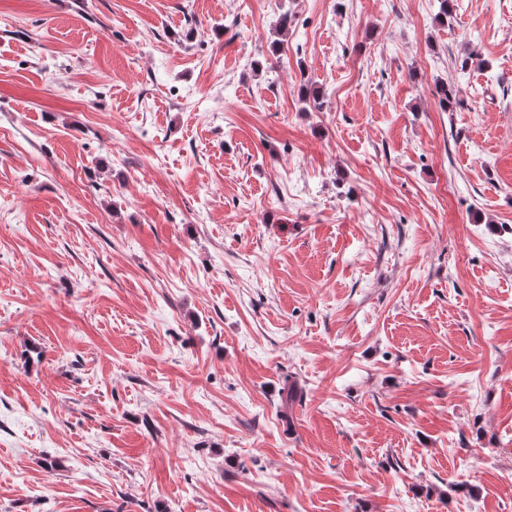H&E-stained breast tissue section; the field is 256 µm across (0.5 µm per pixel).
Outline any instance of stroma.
<instances>
[{
  "label": "stroma",
  "mask_w": 512,
  "mask_h": 512,
  "mask_svg": "<svg viewBox=\"0 0 512 512\" xmlns=\"http://www.w3.org/2000/svg\"><path fill=\"white\" fill-rule=\"evenodd\" d=\"M438 11L0 0V512H512V0Z\"/></svg>",
  "instance_id": "1"
}]
</instances>
